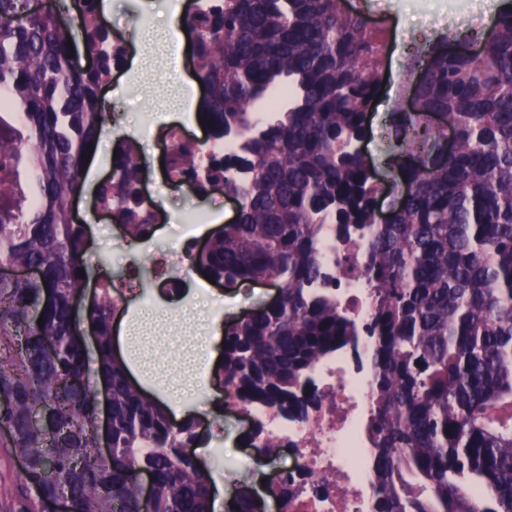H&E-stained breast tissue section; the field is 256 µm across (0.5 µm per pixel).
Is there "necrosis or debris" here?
<instances>
[{"label": "necrosis or debris", "instance_id": "1", "mask_svg": "<svg viewBox=\"0 0 512 512\" xmlns=\"http://www.w3.org/2000/svg\"><path fill=\"white\" fill-rule=\"evenodd\" d=\"M370 226H351L339 234L323 225L318 259L327 276L313 285L338 312L357 326L373 315L372 289L366 276ZM372 343L360 335L336 355L318 362L309 374L320 397L305 416L293 417L262 405L243 410L260 431L258 444L272 441L294 458L293 493L279 512H376L374 445L369 425L375 410Z\"/></svg>", "mask_w": 512, "mask_h": 512}]
</instances>
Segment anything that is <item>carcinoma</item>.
Wrapping results in <instances>:
<instances>
[{
  "label": "carcinoma",
  "instance_id": "obj_1",
  "mask_svg": "<svg viewBox=\"0 0 512 512\" xmlns=\"http://www.w3.org/2000/svg\"><path fill=\"white\" fill-rule=\"evenodd\" d=\"M0 0V97L25 126L0 121V265L40 277L0 279V447L29 463L26 512L62 495L72 512H143L135 471L152 473L151 512H214L211 475L180 449L155 396L131 384L112 338V280L83 312L74 306L89 264L71 201L109 115L100 88L112 37L98 0H80L81 37L94 60L70 54L71 27L53 3ZM488 31L415 46L411 111L397 103L388 151L407 198L384 224L370 162L353 147L384 79L387 44L342 0H216L188 14L203 85L200 117L213 140L205 193L240 198L238 220L191 256L233 289L276 281L281 302L224 331L227 381L239 403L301 413L319 395L308 372L358 336L324 297L320 224H374L367 262L374 313L376 406L370 423L377 512H512V0ZM286 84L288 108L257 122L253 105ZM442 113L456 131L433 122ZM203 149L174 151L179 176L198 178ZM100 199L118 204L129 241L152 236L136 212L141 168L132 146L112 158ZM84 273H79V270ZM88 323L94 361L75 335ZM112 393V455L97 443L95 389ZM231 512H255L251 488Z\"/></svg>",
  "mask_w": 512,
  "mask_h": 512
}]
</instances>
